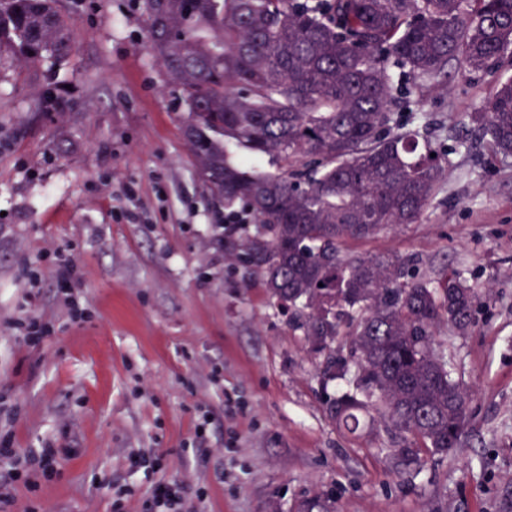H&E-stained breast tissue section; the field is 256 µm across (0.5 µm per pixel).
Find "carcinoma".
<instances>
[{
	"mask_svg": "<svg viewBox=\"0 0 512 512\" xmlns=\"http://www.w3.org/2000/svg\"><path fill=\"white\" fill-rule=\"evenodd\" d=\"M143 11L149 50L182 92L199 176L255 222L244 262L323 379L346 383L327 397L331 419L351 434L381 421L402 436L405 465L461 447L471 393L435 338L442 323L468 332L477 291L456 271L425 279L410 258L340 246L415 223L448 171V147L390 112L389 67L431 86L451 61L495 71L512 50V0H143ZM71 52L59 0H0V57L54 66ZM469 120L493 154L512 155V75ZM242 150L284 165L248 171Z\"/></svg>",
	"mask_w": 512,
	"mask_h": 512,
	"instance_id": "cac0c4a2",
	"label": "carcinoma"
}]
</instances>
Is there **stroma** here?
<instances>
[{"label":"stroma","instance_id":"stroma-1","mask_svg":"<svg viewBox=\"0 0 512 512\" xmlns=\"http://www.w3.org/2000/svg\"><path fill=\"white\" fill-rule=\"evenodd\" d=\"M141 5L61 0L67 61L0 59V441L55 451L7 486L12 512H143L162 481L197 512L327 496L336 512H512V157L464 132L512 54L494 74L450 63L444 87L396 77L393 111L451 149L447 182L417 223L341 247L417 258L428 278L455 268L479 293L467 334L439 337L471 392L468 439L405 467L383 425L331 420L342 382L235 259L244 234L196 172Z\"/></svg>","mask_w":512,"mask_h":512}]
</instances>
